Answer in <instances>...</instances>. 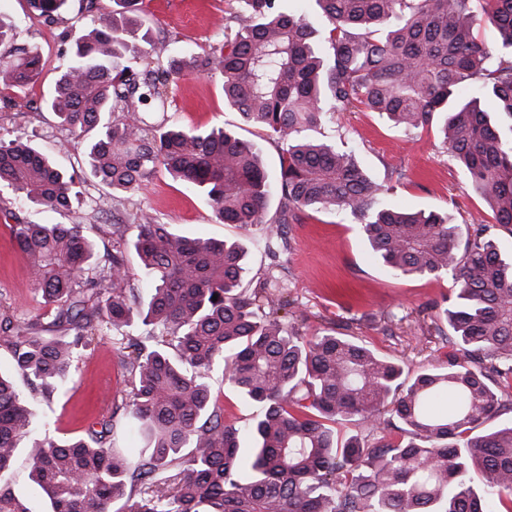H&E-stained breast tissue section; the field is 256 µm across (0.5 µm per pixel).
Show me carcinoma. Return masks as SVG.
Segmentation results:
<instances>
[{"instance_id": "1", "label": "carcinoma", "mask_w": 512, "mask_h": 512, "mask_svg": "<svg viewBox=\"0 0 512 512\" xmlns=\"http://www.w3.org/2000/svg\"><path fill=\"white\" fill-rule=\"evenodd\" d=\"M65 2L28 0L45 23L61 21ZM286 2L237 0L224 44L189 62L155 63L139 51L151 42L140 0H113L123 11L98 12L73 40L48 106L67 140L95 131L84 153L90 174L131 195L161 168L201 190L219 222L263 225L258 245L270 263L245 287L244 245L177 236L141 209L133 224L111 225L101 257L80 224L11 225L35 287L54 305L53 325L74 332L47 339L1 315L14 372L34 388L65 383L76 346L112 336L118 351L130 350L131 415L144 439L112 448L92 431L28 447L49 512H110L129 476L140 490L125 497V512H512V422L476 432L512 411V252L486 224L464 233L446 214L385 205L387 188L353 152L311 136L350 106L408 131L437 122L451 161L512 238V0H307L302 13ZM483 23L498 33L493 49L474 35ZM5 56L1 87L35 82L39 51L14 46L0 25ZM187 71L224 77V104L281 145L276 176L261 147L232 131L139 116L143 106L167 110ZM0 187L50 210L80 203L74 176L21 134L0 137ZM336 207L358 220L392 275L452 277L444 363L409 379L361 342L307 337L285 321L293 300L279 268L290 225ZM130 244L149 290L141 324L173 356L112 335L133 327L140 295ZM219 365L255 408L243 430L225 424L211 398L207 378ZM34 418L14 377L0 373V512H30L4 477ZM339 420L368 433L341 437ZM395 430L402 439L391 438Z\"/></svg>"}]
</instances>
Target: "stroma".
<instances>
[{
	"instance_id": "1",
	"label": "stroma",
	"mask_w": 512,
	"mask_h": 512,
	"mask_svg": "<svg viewBox=\"0 0 512 512\" xmlns=\"http://www.w3.org/2000/svg\"><path fill=\"white\" fill-rule=\"evenodd\" d=\"M236 5V0H143L142 18L153 37L147 53L190 59L221 45L224 16ZM112 6V0H95L88 10L81 0H68L62 22L48 25L30 16L26 0H0V19L15 24L16 44L38 48L44 61L39 81L25 92L0 89V136L25 132L33 145L74 170L87 199L74 211H52L29 205L10 189L0 190V314L36 324L46 337L60 336L61 331L53 325L49 307L12 238L4 217L8 211L33 224L83 225L85 234L101 249L111 244V222L125 221L135 206L151 212L179 236L242 241L249 250L251 274H259L267 264L256 244L258 230L219 223L203 194L173 181L165 171H157L128 199L77 167L83 140L60 150L61 134L46 102L68 62L75 32L90 21V10ZM172 96L168 112L178 124L233 130L261 145L270 171L278 172L276 142L225 107L220 73L187 75ZM319 136L355 152L368 173L386 186V204L444 212L455 224L495 222L465 173L449 160L437 126L407 133L358 107L330 115ZM290 237L283 259V285L295 302L302 331L358 337L377 353L402 361L409 374L443 360L433 318L436 305L453 292L452 279L392 276L368 249L350 213L343 210L303 214L301 222L292 225ZM76 365L71 381L35 399L38 421L51 422L56 436L69 438L86 436L89 429L108 420L113 447L134 446L126 415L132 376L110 339L97 338L77 348ZM208 383L213 399L224 410L225 423L246 426L253 408L236 394L222 369H214Z\"/></svg>"
}]
</instances>
